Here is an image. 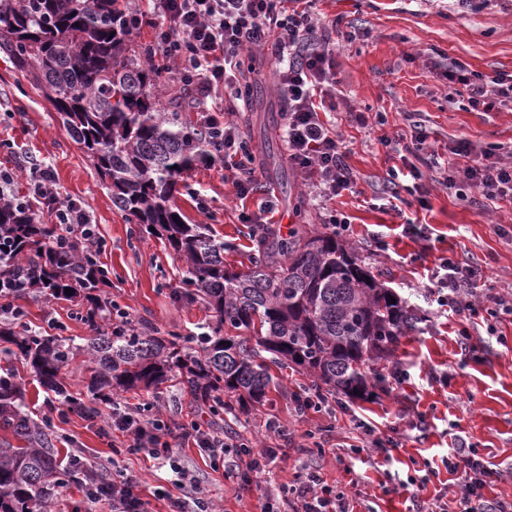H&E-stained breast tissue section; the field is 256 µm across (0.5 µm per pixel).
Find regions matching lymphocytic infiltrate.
Here are the masks:
<instances>
[{
  "label": "lymphocytic infiltrate",
  "mask_w": 512,
  "mask_h": 512,
  "mask_svg": "<svg viewBox=\"0 0 512 512\" xmlns=\"http://www.w3.org/2000/svg\"><path fill=\"white\" fill-rule=\"evenodd\" d=\"M150 12L135 11L132 29L151 25L155 38L147 48L151 61L173 70L175 79L194 94L200 124L213 148L224 160V169L237 195L247 196L257 183L255 156L240 127L224 120L235 113L246 90L236 74L244 53L270 50L276 65L279 93L284 101L283 141L289 162L304 179L312 180L320 196L336 197L352 190L357 175L348 162V151L338 135L323 121L321 101L334 97L335 58L330 47L332 25L312 17L302 0H151ZM449 83L460 84L472 109L489 112L512 104V74L487 77L451 62ZM462 157L451 188L477 189L493 203L512 194V163L502 161L495 149H478L467 139L453 148ZM28 178L29 195L53 206L55 240L82 238L87 247L101 251L103 240L88 212L72 201H58L49 167L33 158L21 165ZM475 270L450 258H439L432 285L443 312L474 316L479 312ZM107 426L128 436L127 453L140 454L169 466L183 476L175 449L179 441L193 440L200 451L220 461L229 451L248 452L242 435H218L199 422L175 428L149 415L145 404L113 401ZM459 490L456 512H512V501L484 498L492 470L476 456L465 455L449 462ZM140 481L125 471H113L111 479L87 491L90 503H107L110 512H148L140 496ZM290 512H350L345 494L333 491L317 474H308L292 490Z\"/></svg>",
  "instance_id": "f902f5d3"
}]
</instances>
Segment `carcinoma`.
<instances>
[{"label":"carcinoma","mask_w":512,"mask_h":512,"mask_svg":"<svg viewBox=\"0 0 512 512\" xmlns=\"http://www.w3.org/2000/svg\"><path fill=\"white\" fill-rule=\"evenodd\" d=\"M133 9L134 0H0V52L52 105L107 183L112 204L183 258L184 295L202 298L217 324L203 336L168 338L133 327L98 329L112 311V299L101 295L108 275L98 254L76 239L52 245L31 202L0 199V234L16 239L13 255L0 261V278L19 295L89 304L85 321L95 328L76 344L3 322L0 343L69 407H82L63 385L78 356L88 388L104 401L114 389L157 390L178 379L218 410L226 394L260 407L269 401L272 368L289 365L319 390L353 401L379 398L388 386L378 365L394 357L418 318L335 232L292 230L284 238L259 227L251 267L238 272L224 265V242L207 225L178 224L173 201L185 177L218 157L203 132L165 109L160 71L132 53L126 15ZM22 393L16 375L0 369V512H37L58 489L90 478L83 464L59 460L48 428L22 410Z\"/></svg>","instance_id":"cac0c4a2"}]
</instances>
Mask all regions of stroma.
Wrapping results in <instances>:
<instances>
[{"label":"stroma","instance_id":"stroma-1","mask_svg":"<svg viewBox=\"0 0 512 512\" xmlns=\"http://www.w3.org/2000/svg\"><path fill=\"white\" fill-rule=\"evenodd\" d=\"M310 11L338 22L332 34L336 108L326 118L358 175L353 191L330 201L319 198L289 165L274 63L257 53L244 58L259 71L250 82V110L233 116L256 157V191L237 196L219 162L195 169L187 178L191 192H180L176 205L187 223L209 225L227 243L224 262L237 270L246 269L256 249L252 227L241 221V213H257L268 203L281 230L321 232L327 229L326 217L344 214L350 228L343 241L424 317L417 331L402 338L392 359L393 365L408 369L410 378L393 384L378 400L348 402L347 413L334 420L316 412L296 416L292 395L311 379L291 368L274 369L267 405L237 402L218 415L180 385L124 392L120 398L132 404L153 401L175 422L205 421L240 433L255 450L275 449L265 471L254 475L243 465L234 471L213 467L193 441L181 442L178 454L214 512H264L265 491L284 498L285 486L303 480L309 465L319 466L326 483L346 494L354 512H411L413 497L435 501L449 484L444 461L453 447L476 453L497 471V480L484 490L486 497L512 501V314L501 312L490 326L478 318H446L426 296L433 261L441 254L477 268L484 294H512V196L493 205L477 196L465 204L442 183L458 139L512 154V110H471L462 87L445 77L455 60L486 76L512 73V0H313ZM355 112L365 114L367 126L352 121ZM418 124L428 133L437 165L425 172L420 202L399 217L380 203L388 174L401 167L404 146ZM385 136L392 146L382 144ZM27 156L50 167L60 198L88 210L105 243L99 256L109 271L105 291L129 310L133 327L155 336H187L201 325L216 324L215 311L203 300L190 302L180 295L185 261L164 239L139 235L113 206L105 181L63 130L58 114L0 53V169L13 170ZM405 217L428 225L430 239L404 233ZM376 234L383 236L386 249L376 248ZM17 305L28 326L45 335L82 338L91 333L77 302L33 293ZM464 330L472 344L466 351L459 344ZM12 362L23 379L30 414L53 416V443L61 455L91 462L124 446L121 433L102 432L101 419L79 411L54 417L56 395L21 357ZM358 419L375 426L389 447H363L354 426ZM273 421L281 433L270 431ZM119 465L141 479L151 512H169L167 501L154 496L155 488L168 486L169 468L128 454ZM247 479L255 490L239 493V483Z\"/></svg>","mask_w":512,"mask_h":512}]
</instances>
